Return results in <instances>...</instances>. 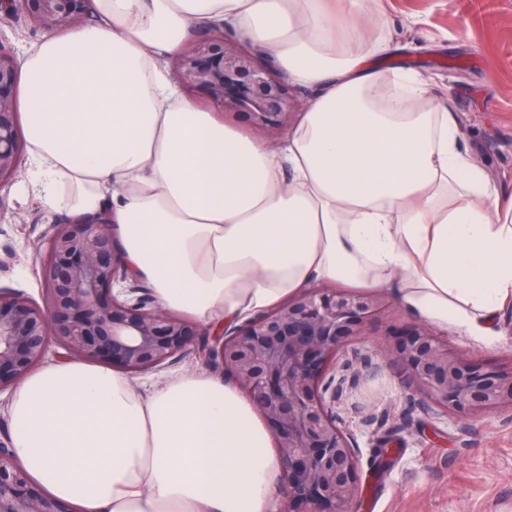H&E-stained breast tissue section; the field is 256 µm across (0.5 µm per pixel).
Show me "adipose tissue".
<instances>
[{
  "label": "adipose tissue",
  "mask_w": 512,
  "mask_h": 512,
  "mask_svg": "<svg viewBox=\"0 0 512 512\" xmlns=\"http://www.w3.org/2000/svg\"><path fill=\"white\" fill-rule=\"evenodd\" d=\"M94 24L23 56L17 99L30 186L50 211L107 212L131 275L165 309L221 328L313 281L399 282L410 311L492 343L512 298V224L427 78L388 72L365 0H95ZM310 89L275 150L171 82L163 57L216 24ZM32 481L83 512H277L263 420L208 372L146 391L60 359L9 406Z\"/></svg>",
  "instance_id": "obj_1"
}]
</instances>
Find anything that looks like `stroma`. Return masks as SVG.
Wrapping results in <instances>:
<instances>
[{"label":"stroma","instance_id":"stroma-1","mask_svg":"<svg viewBox=\"0 0 512 512\" xmlns=\"http://www.w3.org/2000/svg\"><path fill=\"white\" fill-rule=\"evenodd\" d=\"M390 23L383 69H414L438 96H451L465 150L500 194L512 196V0H379ZM25 172L0 192V287L42 297L41 262L56 219L23 192ZM357 350L376 351L393 328L416 322L391 293ZM499 342L455 327L439 333L452 350L512 362V302L496 315ZM357 447L360 512H512V411L491 410L463 425L422 412L389 367L336 405Z\"/></svg>","mask_w":512,"mask_h":512}]
</instances>
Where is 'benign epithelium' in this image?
I'll use <instances>...</instances> for the list:
<instances>
[{"instance_id":"1","label":"benign epithelium","mask_w":512,"mask_h":512,"mask_svg":"<svg viewBox=\"0 0 512 512\" xmlns=\"http://www.w3.org/2000/svg\"><path fill=\"white\" fill-rule=\"evenodd\" d=\"M44 31L93 20L92 0H0ZM180 89L226 113L246 116L268 136L283 133L301 103L273 67L243 42L210 27L171 63ZM19 60L0 41V189L21 167L16 95ZM45 301L0 288V392L18 384L51 346L130 375L158 370L191 347L246 395L275 436L280 512H358L356 448L336 402L376 376L359 355L351 376L330 373L337 355L369 333L383 311L378 293L309 289L280 307L219 333L162 308L133 280L107 215L58 218L41 265ZM386 364L415 389L417 405L463 420L512 409V363L491 365L448 348L430 326L398 327L381 344ZM0 512H75L30 481L12 449L0 448Z\"/></svg>"}]
</instances>
